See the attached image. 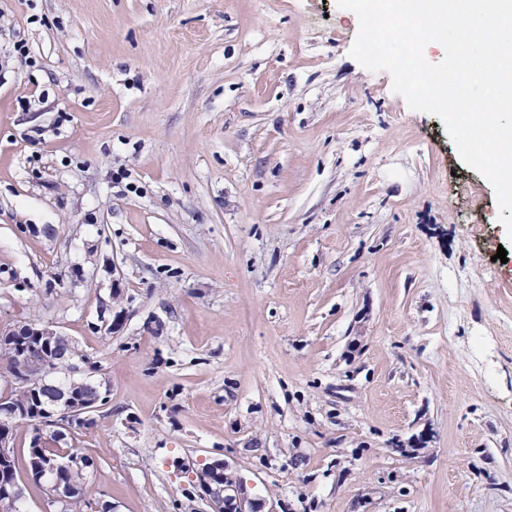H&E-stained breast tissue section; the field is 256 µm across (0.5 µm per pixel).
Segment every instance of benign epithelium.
<instances>
[{
    "instance_id": "1",
    "label": "benign epithelium",
    "mask_w": 512,
    "mask_h": 512,
    "mask_svg": "<svg viewBox=\"0 0 512 512\" xmlns=\"http://www.w3.org/2000/svg\"><path fill=\"white\" fill-rule=\"evenodd\" d=\"M30 336L36 341V352L26 356L27 367L7 370L3 376V389L0 390V462L3 464L13 455V427L16 423L23 422L28 425L29 446L37 448L43 446L51 437L73 435L86 428L92 421L91 414L98 407L99 397L96 395L79 399L64 394L51 395L42 402L40 410L9 401L12 389L28 386L39 379L45 382L59 372L75 373L80 370L81 363L88 367L89 372L96 371L95 365L86 356H67L59 351L52 352L61 333L50 325H0V342L3 344L12 343L23 349L30 345ZM198 479L209 502L210 512H253L246 508L247 500L244 498L243 488L224 473V464H211L201 471ZM70 494V486L58 480L48 487L47 500L61 512L66 508ZM21 497V487L15 483L10 484V489L0 494V512H11Z\"/></svg>"
}]
</instances>
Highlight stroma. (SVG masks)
<instances>
[{"instance_id": "stroma-1", "label": "stroma", "mask_w": 512, "mask_h": 512, "mask_svg": "<svg viewBox=\"0 0 512 512\" xmlns=\"http://www.w3.org/2000/svg\"><path fill=\"white\" fill-rule=\"evenodd\" d=\"M358 31L336 0H0V323L95 361L113 512H205L218 460L254 512H512V241Z\"/></svg>"}]
</instances>
